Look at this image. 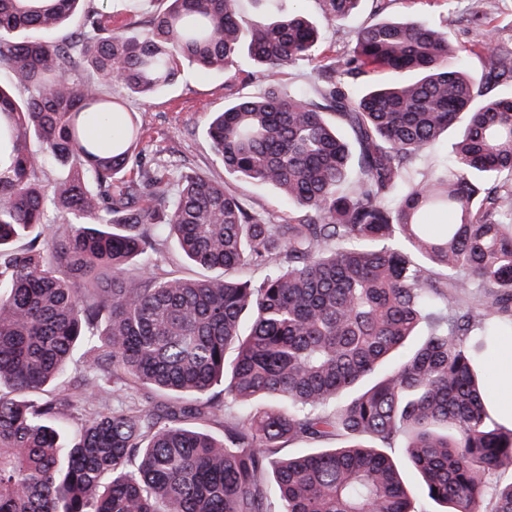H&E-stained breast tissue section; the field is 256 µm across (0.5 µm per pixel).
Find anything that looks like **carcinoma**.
<instances>
[{
	"instance_id": "carcinoma-1",
	"label": "carcinoma",
	"mask_w": 512,
	"mask_h": 512,
	"mask_svg": "<svg viewBox=\"0 0 512 512\" xmlns=\"http://www.w3.org/2000/svg\"><path fill=\"white\" fill-rule=\"evenodd\" d=\"M82 2L0 0V66L25 91L0 89V387L15 392L0 394V512H417L385 452L399 440L443 512H483L488 495L512 512V482L488 494L512 427L491 419L484 357L512 331V94L485 93L512 80V48L478 42L477 77L445 33L385 19L325 57L307 97L281 87L318 47L304 13L245 26L239 0H167L138 35L92 9L57 39ZM319 2L332 23L359 0ZM243 52L262 94L235 90ZM186 62L228 75L207 138L227 174L280 191L281 221L191 168L175 191L158 164L132 170L131 121L87 135L112 112L102 88L156 93ZM371 67L397 79L352 96ZM453 128L451 158L420 170ZM432 209L453 222L425 223ZM170 237L222 276L158 272ZM83 347L78 385L26 399ZM120 382L193 401L94 409ZM220 393L217 438L193 420ZM66 414L84 417L70 436ZM334 439L347 445L321 446ZM287 440L320 447L281 457Z\"/></svg>"
}]
</instances>
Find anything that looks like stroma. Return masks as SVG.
<instances>
[{"instance_id":"obj_1","label":"stroma","mask_w":512,"mask_h":512,"mask_svg":"<svg viewBox=\"0 0 512 512\" xmlns=\"http://www.w3.org/2000/svg\"><path fill=\"white\" fill-rule=\"evenodd\" d=\"M91 4L109 15L113 29L123 33L133 32L164 6L163 0H91ZM481 4L482 0H388L380 12L374 0H361L353 15L321 28L320 48L345 56L357 32L381 18L428 23L468 51L489 37L512 45V0H498V9L490 16L484 15ZM227 99L223 71L204 72L187 64L181 81L174 86L149 97L123 94L121 110L135 115L141 129L137 149L141 161H164L165 173L173 182L188 165L220 181L224 169L214 159L205 128L210 115L222 111Z\"/></svg>"}]
</instances>
